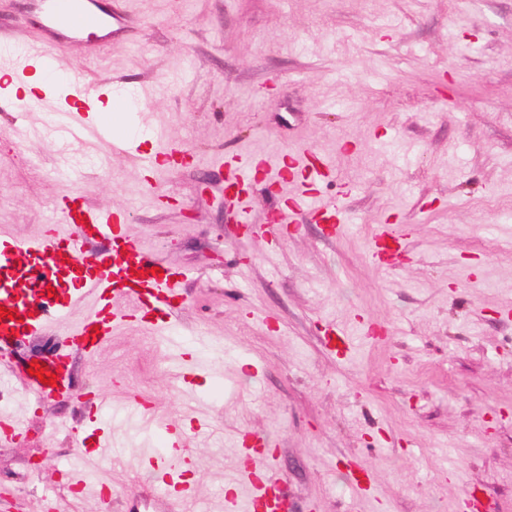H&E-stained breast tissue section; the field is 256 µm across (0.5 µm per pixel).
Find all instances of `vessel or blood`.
Segmentation results:
<instances>
[{
  "instance_id": "1",
  "label": "vessel or blood",
  "mask_w": 512,
  "mask_h": 512,
  "mask_svg": "<svg viewBox=\"0 0 512 512\" xmlns=\"http://www.w3.org/2000/svg\"><path fill=\"white\" fill-rule=\"evenodd\" d=\"M44 13L45 35L39 45L29 49L25 56L12 59V69L7 78L24 83L31 62H39L43 68L54 63V51L60 36H79L108 27L110 13L104 11L97 0H40ZM73 112L59 121L53 139L54 145L70 147L93 137L110 141L113 148H120L121 134L111 119L89 121L88 112L93 109L94 89L85 84L81 75L70 79ZM262 160L252 158L235 160L228 188L260 186L258 172ZM302 169L317 178L328 176L330 168L317 161L307 151L290 156L287 166L271 167L269 180L281 178L284 169ZM67 204L61 223L48 225L46 232L37 239L18 240L0 237V259L12 263L26 259L28 277L35 283L49 285L54 293L49 303L18 302L9 289H0V307L11 310V317L0 318V358L8 359L18 337L36 335L53 327H64L65 345L80 348L87 355H95L111 337L115 325L121 324L139 311L154 312L171 308L185 279L182 272L160 267L158 259L143 252L125 234L126 217L121 213H100L81 204L74 192H67ZM300 206L320 218L331 237L345 232L341 210L331 202L302 195ZM107 240L111 250L105 254L88 256L86 246L90 239ZM402 237L391 225H379L371 246L374 257L391 252L400 244ZM82 304L87 313L82 322L70 324L69 311L73 305ZM11 381L20 383L28 397L42 400L56 396L61 399L82 402V394L66 389L64 381L50 386L31 376L27 366L10 369ZM128 411L136 421L139 431L146 436L167 433L179 437V430L151 406L130 400ZM245 446L251 463L239 474L249 483L253 492L247 500L237 497L226 500V512H290L292 501L284 490L267 477L268 454L259 447L260 439L250 433L239 437ZM139 456L150 458L162 476L160 485L153 492L168 512H197V494L193 487L181 483L184 456H169L148 445H141ZM82 497L101 502L112 495V486L105 481H92L86 475H78L75 483Z\"/></svg>"
}]
</instances>
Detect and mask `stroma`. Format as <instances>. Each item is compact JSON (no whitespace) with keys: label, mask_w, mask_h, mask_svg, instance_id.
Wrapping results in <instances>:
<instances>
[{"label":"stroma","mask_w":512,"mask_h":512,"mask_svg":"<svg viewBox=\"0 0 512 512\" xmlns=\"http://www.w3.org/2000/svg\"><path fill=\"white\" fill-rule=\"evenodd\" d=\"M37 0H0V44L42 34ZM122 19L64 39L56 63L97 85L101 104L131 90L129 149L91 139L53 147L40 107H19L0 81V231L36 238L57 223L58 170L83 200L125 214L126 234L187 272L169 315L183 342L222 341L218 368L171 386L172 359L151 321L113 329L93 356L72 353L73 389L111 396L113 436L132 464L108 470L111 512L155 483L136 462L128 398L152 402L182 432L200 512H225L236 440L251 432L276 458L293 512H465L475 495L512 512V0H100ZM193 160L147 169L155 132ZM309 149L326 179L280 181L246 203L225 195L226 160ZM311 190L348 225L328 239L307 211L273 227L274 201ZM401 226L399 264L369 254L376 225ZM386 327L356 331L357 316ZM353 329L344 352L330 324ZM208 403L189 415L185 392ZM28 420L0 442V488L44 512L45 490L79 467L66 421L84 410L19 389L0 414ZM207 429L195 430L194 419ZM372 473L366 492L349 461Z\"/></svg>","instance_id":"obj_1"}]
</instances>
